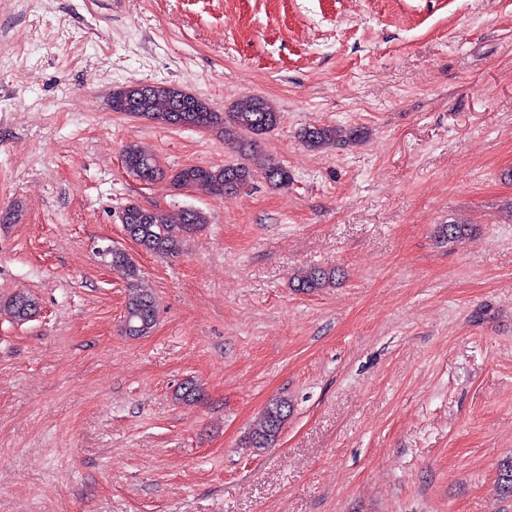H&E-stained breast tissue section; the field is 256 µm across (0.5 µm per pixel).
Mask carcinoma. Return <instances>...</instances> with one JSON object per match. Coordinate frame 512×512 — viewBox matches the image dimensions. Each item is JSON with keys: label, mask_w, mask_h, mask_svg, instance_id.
<instances>
[{"label": "carcinoma", "mask_w": 512, "mask_h": 512, "mask_svg": "<svg viewBox=\"0 0 512 512\" xmlns=\"http://www.w3.org/2000/svg\"><path fill=\"white\" fill-rule=\"evenodd\" d=\"M111 108L132 116L152 120L167 126H190L216 132L227 142L234 141L235 130L245 128L255 137L251 147L273 131L281 115L266 99L244 96L238 99L228 112H214L208 104L174 85L133 84L112 92ZM368 137L360 127L338 125L308 126L300 132L304 145L311 150H321L341 143H359ZM122 162L128 173L139 180L153 183L166 176L156 157L135 145L122 151ZM266 181L274 187H286L291 182L288 169L277 161L263 165ZM254 178V170L244 162L222 167L188 166L170 177L175 189L190 188L210 196L227 197L247 188ZM123 230L141 249L155 255L174 256L180 253L184 238L208 223L204 212L188 209L183 212L179 224H171L158 209H149L136 203L125 206L121 212ZM473 231L470 224H442L440 236L450 242L467 239ZM112 267L123 272L131 281L127 299L123 329L129 336L148 334L156 321V310L147 289L140 287V273L135 260L127 253L110 256ZM340 275L337 268L313 266L299 271L293 280L296 288L304 293H314L336 285ZM3 307L18 321L28 319L36 308V302L25 292L10 296ZM290 414L288 399L275 398L264 407L258 422L246 437L249 448L263 450L276 445Z\"/></svg>", "instance_id": "carcinoma-1"}]
</instances>
